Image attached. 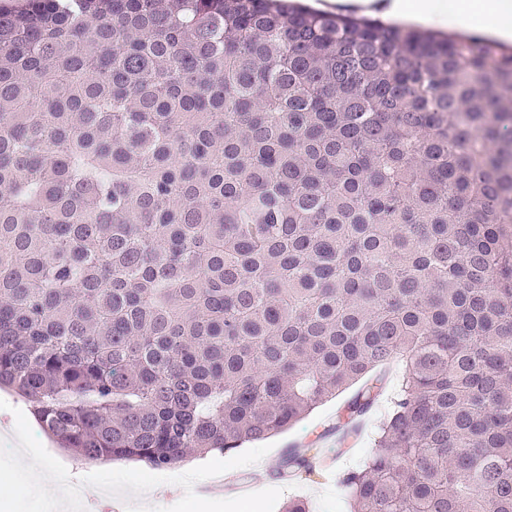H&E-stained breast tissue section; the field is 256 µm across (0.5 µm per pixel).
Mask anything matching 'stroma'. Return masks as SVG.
<instances>
[{
  "instance_id": "stroma-1",
  "label": "stroma",
  "mask_w": 512,
  "mask_h": 512,
  "mask_svg": "<svg viewBox=\"0 0 512 512\" xmlns=\"http://www.w3.org/2000/svg\"><path fill=\"white\" fill-rule=\"evenodd\" d=\"M384 394L362 417L360 434L348 445H340L336 438V414L357 393V386L343 390L335 399L319 404L290 429L269 437L270 450L263 466L254 465L233 469L238 484L247 491L256 492L270 487L281 489L274 512H284L289 500L302 498L309 502L312 512H349L347 497L340 481L347 471L362 464L374 450V428L388 413L391 397L399 389L397 369L387 374ZM309 456H334L332 468L324 473H299L286 477L281 472L283 461L292 453Z\"/></svg>"
}]
</instances>
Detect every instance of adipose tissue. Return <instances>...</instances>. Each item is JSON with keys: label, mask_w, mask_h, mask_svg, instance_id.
I'll list each match as a JSON object with an SVG mask.
<instances>
[{"label": "adipose tissue", "mask_w": 512, "mask_h": 512, "mask_svg": "<svg viewBox=\"0 0 512 512\" xmlns=\"http://www.w3.org/2000/svg\"><path fill=\"white\" fill-rule=\"evenodd\" d=\"M337 4L378 13L385 18L436 28L465 27L482 19L491 32L502 21L512 20V0H336Z\"/></svg>", "instance_id": "adipose-tissue-1"}]
</instances>
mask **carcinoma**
<instances>
[{"instance_id": "carcinoma-1", "label": "carcinoma", "mask_w": 512, "mask_h": 512, "mask_svg": "<svg viewBox=\"0 0 512 512\" xmlns=\"http://www.w3.org/2000/svg\"><path fill=\"white\" fill-rule=\"evenodd\" d=\"M403 365L350 512H512V48L293 0L0 13V387L177 467Z\"/></svg>"}]
</instances>
